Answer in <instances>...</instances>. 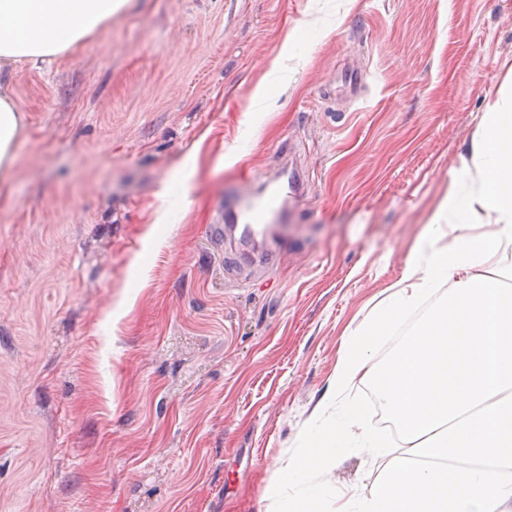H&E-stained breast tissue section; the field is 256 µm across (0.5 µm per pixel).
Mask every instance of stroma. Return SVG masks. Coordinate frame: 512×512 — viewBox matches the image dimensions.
Returning <instances> with one entry per match:
<instances>
[{
  "instance_id": "stroma-1",
  "label": "stroma",
  "mask_w": 512,
  "mask_h": 512,
  "mask_svg": "<svg viewBox=\"0 0 512 512\" xmlns=\"http://www.w3.org/2000/svg\"><path fill=\"white\" fill-rule=\"evenodd\" d=\"M11 86L0 512H281L343 342L512 100V0H135ZM288 153L298 203L224 242ZM374 478L353 449L311 482Z\"/></svg>"
}]
</instances>
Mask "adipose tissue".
<instances>
[{
  "label": "adipose tissue",
  "mask_w": 512,
  "mask_h": 512,
  "mask_svg": "<svg viewBox=\"0 0 512 512\" xmlns=\"http://www.w3.org/2000/svg\"><path fill=\"white\" fill-rule=\"evenodd\" d=\"M132 0H0V69L52 61L100 34ZM25 116L10 84H0V180L13 169ZM477 185L449 195L441 217L460 228L452 247L422 256L413 250L396 289L340 351L331 401L356 383L374 390L402 435L394 454L373 429L362 428L358 407L309 433L290 457L284 484L303 488L287 512H322L321 490L309 476L360 439L366 457L386 458L368 491L335 512H512V268L482 272L485 256L512 244V105L493 104L471 142ZM485 226L480 235L469 227ZM447 288L406 337L395 356L375 365L379 336L399 324L422 298Z\"/></svg>",
  "instance_id": "1"
}]
</instances>
